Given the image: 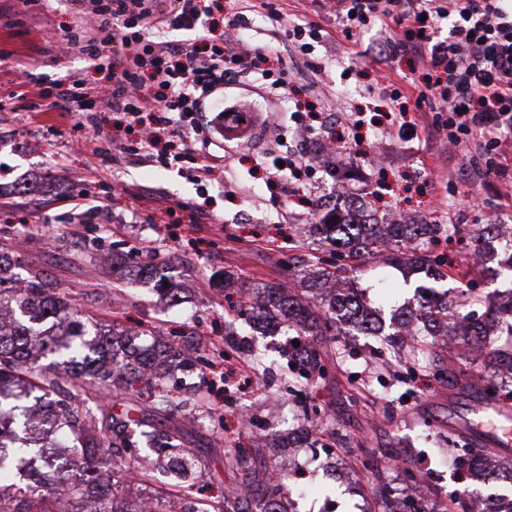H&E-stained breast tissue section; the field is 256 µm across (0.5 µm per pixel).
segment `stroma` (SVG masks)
<instances>
[{
	"label": "stroma",
	"instance_id": "stroma-1",
	"mask_svg": "<svg viewBox=\"0 0 512 512\" xmlns=\"http://www.w3.org/2000/svg\"><path fill=\"white\" fill-rule=\"evenodd\" d=\"M74 21L68 0H9L0 13V51L9 54L17 81L77 75L109 86L111 45L96 61L54 45ZM376 37L372 31L355 43L316 47L321 72L305 67L300 52L283 58L289 81L303 86L307 101L325 112L339 106L318 135L344 147L351 174L343 193L338 176L318 170L307 204L256 166L271 150L292 148L294 104L250 85L226 93L256 111H278L280 129L264 140L255 134L224 140V161L239 176L231 191L199 185L175 164L128 162L117 146L129 133L111 113L97 115L104 135L93 151L85 144V113L37 114L21 100L0 109V251L13 257L8 278L40 274L102 325L131 335L152 332L162 341L183 334L193 350V366L166 385L176 410L151 415L148 430L176 431V444L197 460L199 479L176 483L146 436L136 438L135 458L149 474L145 489L165 497L170 512H182L187 501L198 512H219L225 489L242 482L241 471L224 459L228 446L241 449L259 476L281 453L294 458L303 475L292 482L287 512H397L406 469L424 478L428 504L444 508L477 484L456 449L477 443L494 459L512 460V446L500 443L512 433V403L486 399L475 382L449 384L448 368L458 362L453 337H435L432 353L408 361L413 341L393 316L417 305L420 275L374 255L356 260L361 294L385 335L346 327L328 346L323 376L307 386L287 364L296 329L281 324L268 333L228 313V271L244 293L309 287V265L334 261L316 225L355 195L372 222L438 225L437 242L421 246L448 255L453 273L439 290L467 289L483 307L512 299V274L489 271L491 253L506 249L503 236L489 249L479 239L483 225L512 228V202L499 205L459 148L400 139L389 118L397 104L385 82L416 65L398 57L373 66L363 52ZM202 195L215 221L188 223L181 206ZM145 264L181 288L179 304L137 276ZM383 482L393 490L384 508L378 505Z\"/></svg>",
	"mask_w": 512,
	"mask_h": 512
}]
</instances>
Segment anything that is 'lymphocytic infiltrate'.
I'll use <instances>...</instances> for the list:
<instances>
[{
  "mask_svg": "<svg viewBox=\"0 0 512 512\" xmlns=\"http://www.w3.org/2000/svg\"><path fill=\"white\" fill-rule=\"evenodd\" d=\"M219 0H71L75 25L65 33L70 48L97 59L102 42L112 45V83L101 91L83 78L27 89L35 112L83 111L94 100L98 112H115L139 123L145 112L167 113L163 128L143 126L129 154L150 162L187 159L192 177L215 179L207 146L218 135L249 133L255 110L223 101L226 84L252 78L286 96L285 78L269 81L270 59L241 35L250 19L236 12L227 24L240 35L231 40L203 35L169 40L166 29L191 31L213 21ZM337 37L353 41L371 24L389 36L373 51L375 62L396 56L418 57L430 72L427 81L408 80L391 89V98L428 112L447 131L449 143L474 145L485 159L481 174L493 179L499 200H512V7L504 0H320ZM176 138L173 156L156 149L162 138Z\"/></svg>",
  "mask_w": 512,
  "mask_h": 512,
  "instance_id": "obj_1",
  "label": "lymphocytic infiltrate"
}]
</instances>
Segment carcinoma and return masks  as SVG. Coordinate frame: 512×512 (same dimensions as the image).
<instances>
[{"instance_id": "1", "label": "carcinoma", "mask_w": 512, "mask_h": 512, "mask_svg": "<svg viewBox=\"0 0 512 512\" xmlns=\"http://www.w3.org/2000/svg\"><path fill=\"white\" fill-rule=\"evenodd\" d=\"M319 234L339 242L334 270L322 268L317 278L322 285L336 290V277L350 269L342 264L371 252L382 254L391 264L404 262L424 274L417 289L425 295L420 306L404 313V322L417 327L410 354L416 359L430 350L427 337L436 336L455 320V336L464 356L483 382L484 394L494 398L502 385L498 378L512 375V302L488 307L483 313L466 310L448 293H440L432 282L448 277V263L438 254L420 253L418 240L432 238L438 232L434 224H388L382 232L375 225L360 222L351 214L336 213L328 223L317 225ZM7 259L0 253V512H67L64 501L83 497L87 486L69 482L68 471L46 472L33 468L22 482H14L19 455L41 456L40 436L55 435V447L72 448V466L81 468L90 481L103 489L93 500L89 512H118L121 480L103 478L99 470L104 454L112 456V474L129 469L126 454L134 442L132 426H143L142 418L114 414L99 405H87L89 396L85 378L106 391L118 381L126 388L152 389L165 374L171 347L143 349L133 339L116 332L102 331L78 309L45 288L38 275L21 282L20 287H4ZM312 288L302 295L286 294L280 286L264 288L263 307L274 322H288L328 341L340 333V325L363 311L357 291L348 288L332 294L329 300L315 296ZM55 358L53 365L63 367L64 375L35 366L38 358ZM321 355L314 344L299 345L292 364L305 380L320 367ZM61 389L65 398L42 418L35 417L36 405L50 393ZM52 480L54 492L43 493L46 480ZM272 488L262 489L258 497L247 498L233 489L224 494L223 512H286L283 500L290 493V478L279 475L277 481L263 479Z\"/></svg>"}]
</instances>
